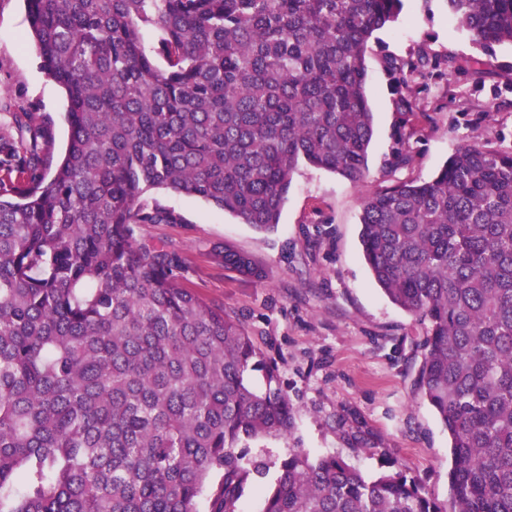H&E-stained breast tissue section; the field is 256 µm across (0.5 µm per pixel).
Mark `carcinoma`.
I'll list each match as a JSON object with an SVG mask.
<instances>
[{
	"mask_svg": "<svg viewBox=\"0 0 512 512\" xmlns=\"http://www.w3.org/2000/svg\"><path fill=\"white\" fill-rule=\"evenodd\" d=\"M403 2L25 0L69 137L54 164L29 113L0 135V512H196L206 489L238 512L263 471L240 445L288 435L292 408L278 362L180 284L183 256L139 244L136 225L183 221L144 194L270 233L300 163L363 180L366 48ZM444 2L485 52L512 46V0ZM432 65L387 61L406 90ZM361 206L373 279L424 325L414 387L448 431L453 512H512V152L464 143ZM262 512L446 510L401 468L296 448Z\"/></svg>",
	"mask_w": 512,
	"mask_h": 512,
	"instance_id": "carcinoma-1",
	"label": "carcinoma"
}]
</instances>
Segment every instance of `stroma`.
<instances>
[{"label":"stroma","instance_id":"1","mask_svg":"<svg viewBox=\"0 0 512 512\" xmlns=\"http://www.w3.org/2000/svg\"><path fill=\"white\" fill-rule=\"evenodd\" d=\"M27 32L24 0H0V126L8 113H30L36 125L48 126L56 155L67 141V103L41 69ZM421 50L460 66L410 77L413 109L406 112L385 62ZM485 57L489 65L475 66ZM366 65L374 136L365 181L299 167L272 233L204 200L151 191L147 200L184 221L135 228L139 243L182 253V286L237 317L256 347L279 364L293 426L287 437L251 442L248 457L270 469L241 498L238 512H261L266 489L295 448L313 458L342 455L370 478L405 468L442 506H453L448 433L413 386L424 328L374 282L361 255L359 215L366 195L400 181L430 180L461 144L479 140L512 151V47L486 55L449 19L444 0H407L399 20L375 33ZM399 134L411 162L395 169L391 151ZM227 247L250 255L264 279L225 269L216 253ZM347 408L365 423V445L347 436L341 421Z\"/></svg>","mask_w":512,"mask_h":512}]
</instances>
